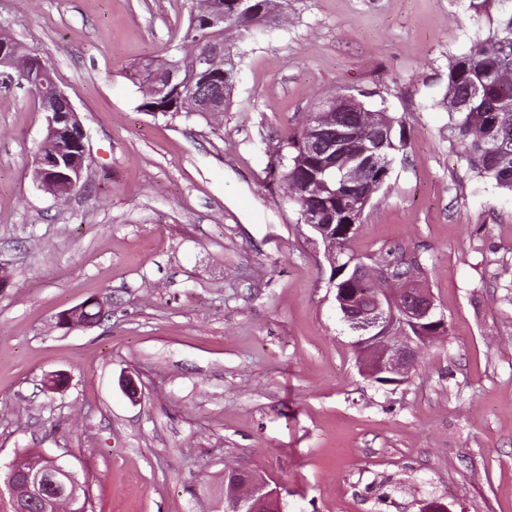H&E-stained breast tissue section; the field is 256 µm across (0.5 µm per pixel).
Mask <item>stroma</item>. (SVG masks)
Listing matches in <instances>:
<instances>
[{"label":"stroma","mask_w":512,"mask_h":512,"mask_svg":"<svg viewBox=\"0 0 512 512\" xmlns=\"http://www.w3.org/2000/svg\"><path fill=\"white\" fill-rule=\"evenodd\" d=\"M192 0H0L87 132L86 187L36 188L46 115L0 82V466L64 456L95 512H224L227 468L283 512H512V193L478 178L437 105L488 33L470 0H288L244 44L226 111L141 110ZM368 90L410 144L351 250L418 257L449 325L399 385L359 371L322 245L265 180L335 90ZM91 296L111 312L62 329ZM68 375L64 392L44 389ZM135 375L138 401L120 380Z\"/></svg>","instance_id":"stroma-1"}]
</instances>
